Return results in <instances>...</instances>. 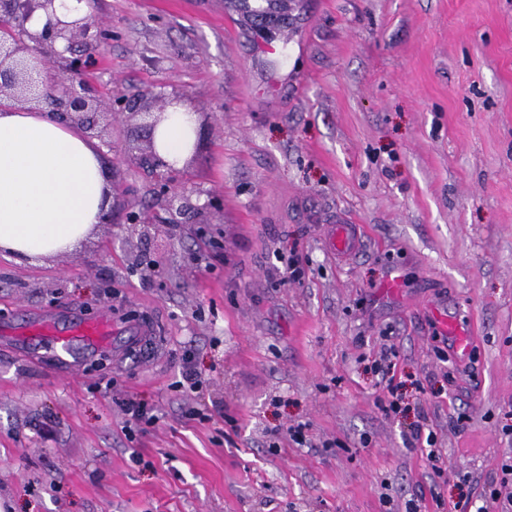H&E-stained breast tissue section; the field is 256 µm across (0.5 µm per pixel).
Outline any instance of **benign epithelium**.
Listing matches in <instances>:
<instances>
[{"label": "benign epithelium", "mask_w": 512, "mask_h": 512, "mask_svg": "<svg viewBox=\"0 0 512 512\" xmlns=\"http://www.w3.org/2000/svg\"><path fill=\"white\" fill-rule=\"evenodd\" d=\"M55 3L56 0H0V98L21 105L41 103L47 97L48 68L60 64L62 76L53 84V109L89 137L100 138L99 99L86 75L96 65V50L107 32L93 13L74 21L61 19ZM38 11L44 12L47 23L33 31L28 23ZM115 105L141 117L149 132L163 115L161 109L152 111L143 95L120 99ZM128 152L151 171L158 196L166 199L175 213L194 210L201 214L220 207L213 197L200 207L193 205L191 195L179 181L180 170L156 154L152 140H147L144 147L134 141Z\"/></svg>", "instance_id": "obj_1"}]
</instances>
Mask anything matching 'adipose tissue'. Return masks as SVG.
Returning <instances> with one entry per match:
<instances>
[{"instance_id": "1", "label": "adipose tissue", "mask_w": 512, "mask_h": 512, "mask_svg": "<svg viewBox=\"0 0 512 512\" xmlns=\"http://www.w3.org/2000/svg\"><path fill=\"white\" fill-rule=\"evenodd\" d=\"M199 126L192 109L169 107L153 133L156 152L184 168L196 151ZM111 201L96 140L50 110L0 106V251L27 260L72 249Z\"/></svg>"}]
</instances>
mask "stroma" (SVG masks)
<instances>
[{"label": "stroma", "instance_id": "stroma-1", "mask_svg": "<svg viewBox=\"0 0 512 512\" xmlns=\"http://www.w3.org/2000/svg\"><path fill=\"white\" fill-rule=\"evenodd\" d=\"M232 2L97 0L88 81L108 104L183 92L203 126L181 180L222 208L171 223L127 157L146 131L100 114L112 221L51 258L0 252V322L110 315L112 363L0 338V512H477L512 458V0H288L283 57L227 34ZM340 217L346 256L325 243ZM130 398L155 415L133 437Z\"/></svg>", "mask_w": 512, "mask_h": 512}]
</instances>
